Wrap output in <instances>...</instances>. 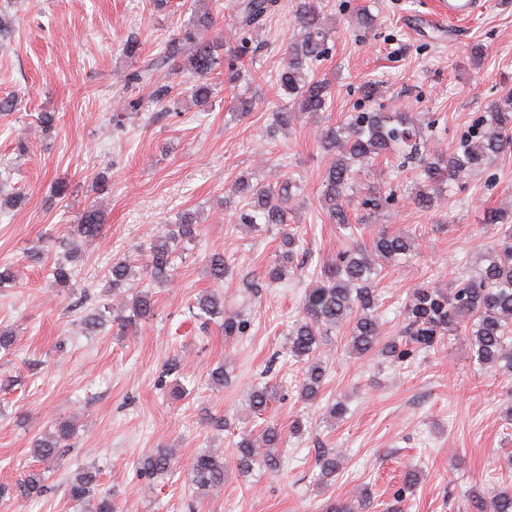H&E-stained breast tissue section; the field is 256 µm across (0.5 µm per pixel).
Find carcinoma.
I'll use <instances>...</instances> for the list:
<instances>
[{
	"mask_svg": "<svg viewBox=\"0 0 512 512\" xmlns=\"http://www.w3.org/2000/svg\"><path fill=\"white\" fill-rule=\"evenodd\" d=\"M287 6L291 9L297 38L288 45V61L279 72L276 84L288 99L275 122L288 126L301 113L326 112L330 108V84L311 74L314 63L328 55L329 31L325 27L321 0H241L237 4V29L241 37L240 53L248 52L246 34L258 28L269 15ZM216 18L208 9L197 10L178 34L165 42L162 50L136 69L122 76L130 87L149 85L155 71L169 67L187 71L195 77L191 99L198 107L208 106L213 94V79L222 74L231 90L237 89L240 77L234 64H224L219 54L223 39L215 30ZM435 124L432 118L422 119L407 112H382L364 109L351 113L340 124L323 126L318 146L331 156L324 171L322 197L330 223L345 230L352 228L345 210V198L353 191L358 167L393 154L401 159L399 167L414 164L417 182L414 202L422 208L437 205L443 185L455 182L474 169L485 166L492 158L512 149V89L502 93L490 110L479 115L462 135L460 145L448 154L426 148L423 130ZM234 192L246 194L244 210L239 219L243 224H286L288 202L294 197L293 183L285 180L277 187L253 185L241 178ZM394 200V193L380 188L370 189L361 205L374 218L385 214ZM485 221L500 226L498 237L486 245L488 264L476 278L456 277L448 290L438 286L418 288L404 304L405 316L400 339L381 347L383 356L403 360L416 352L435 351L445 341L464 334L470 338L478 364L484 368L503 367L512 370V212L494 209L487 212ZM104 212L93 206L87 208L73 233L92 242L103 234ZM197 236L194 213L180 215L179 223L168 233L151 243L144 270L150 279L163 283L173 270L172 245ZM298 239L291 231L282 232V247L278 258L268 271L270 281L276 282L294 270L295 246ZM413 250L411 238L386 231L380 232L370 247L357 245L336 257V263L324 276L306 284L302 297V317L288 334V352L307 365L306 379L300 398L310 404L319 398L327 376V364L320 356V347L331 330L345 321L352 323L350 347L363 356L379 343V304L372 286L371 274L381 261L399 260ZM208 272L215 284L224 282L227 272L224 254L214 252L206 260ZM116 307L113 322L120 328L133 326L149 317L153 310L152 295L134 283L131 262L119 259L108 269ZM53 282L68 288L74 278V268L56 263L51 268ZM191 308L200 318L221 319L224 336L245 335L247 323L237 313H224V296L211 291L196 299ZM275 392L266 383L251 390L249 399L256 412L263 411ZM75 433V424L60 420L54 434L36 440L34 451L43 461L60 457L61 442ZM284 435L274 424L266 426L258 438H242L235 448V468L242 474L258 465L268 470L278 468V460L260 448H278ZM171 455L165 448L148 452L140 462L139 472L152 476L170 468ZM321 479L328 482L336 475V457L321 454L317 459ZM190 482L207 493L224 487V453L205 449L197 453L188 468ZM46 477L42 472H30L12 486L0 485V498L5 496L31 498L42 495ZM69 500L77 505L90 506V512H120L112 496L98 491L97 472H79L67 486ZM470 512H512V489L501 488L490 494L475 493L469 503Z\"/></svg>",
	"mask_w": 512,
	"mask_h": 512,
	"instance_id": "carcinoma-1",
	"label": "carcinoma"
}]
</instances>
